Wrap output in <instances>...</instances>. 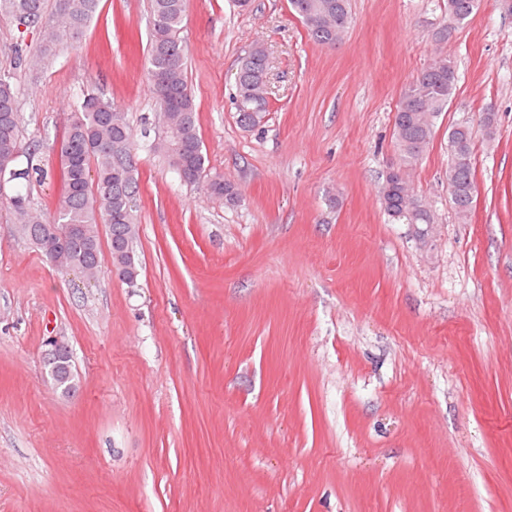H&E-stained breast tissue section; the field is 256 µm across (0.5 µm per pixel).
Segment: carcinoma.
I'll return each mask as SVG.
<instances>
[{
  "label": "carcinoma",
  "mask_w": 512,
  "mask_h": 512,
  "mask_svg": "<svg viewBox=\"0 0 512 512\" xmlns=\"http://www.w3.org/2000/svg\"><path fill=\"white\" fill-rule=\"evenodd\" d=\"M100 0H57L54 13L46 10L45 0H0V16L17 25L42 32L39 60H31L18 51L15 68L48 61L58 45L88 26ZM152 28L147 49L146 79L160 112L165 137L155 146L189 184L205 181L206 193L213 199L234 204L239 193L221 175L206 174L203 143L198 134L197 113L187 80L186 50L181 37L187 16L188 0H150ZM289 6L319 45L340 42L351 22L350 0H289ZM478 10L475 0H447V18L433 39L445 42L454 28ZM269 54L261 44L251 46L239 57L236 72V110L238 124L247 130L264 123L268 112ZM457 82L456 66L446 57L436 56L403 89L394 119V138L399 154L398 168L416 164L435 136V119L448 106ZM21 93L15 73L0 72V158L18 156L27 150L24 169L11 164L0 168V207L15 217L17 232L46 260L61 271L77 263H87L90 278L100 272L101 244L99 225L107 228L112 266L139 269L135 251L129 248L136 237L135 200L139 192V173L135 162L137 142L127 113L112 102L88 94L68 117L58 162L62 194L52 213L45 212L21 188L32 175L42 173L34 163L37 144L21 142ZM448 188L456 214L468 217L475 182L473 137L467 125L448 131ZM379 202L392 224H433L435 215L419 194L411 191L402 177L386 173L379 190ZM60 361L69 365L62 395L76 391L78 378L67 356Z\"/></svg>",
  "instance_id": "obj_1"
}]
</instances>
